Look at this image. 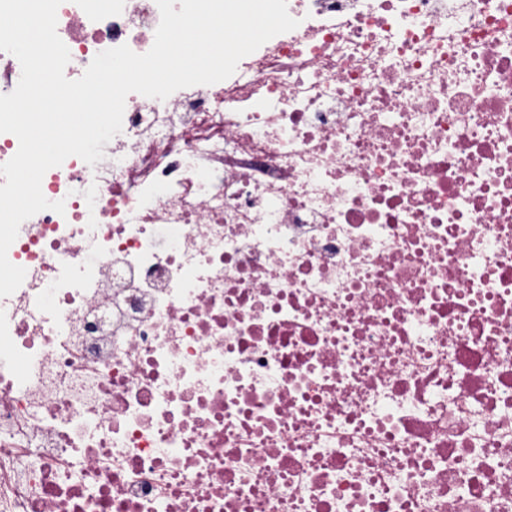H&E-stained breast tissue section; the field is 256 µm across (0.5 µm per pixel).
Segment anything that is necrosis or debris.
Returning <instances> with one entry per match:
<instances>
[{
    "instance_id": "1",
    "label": "necrosis or debris",
    "mask_w": 512,
    "mask_h": 512,
    "mask_svg": "<svg viewBox=\"0 0 512 512\" xmlns=\"http://www.w3.org/2000/svg\"><path fill=\"white\" fill-rule=\"evenodd\" d=\"M129 94L0 298V512H512V0H287ZM156 0H63L80 78Z\"/></svg>"
}]
</instances>
